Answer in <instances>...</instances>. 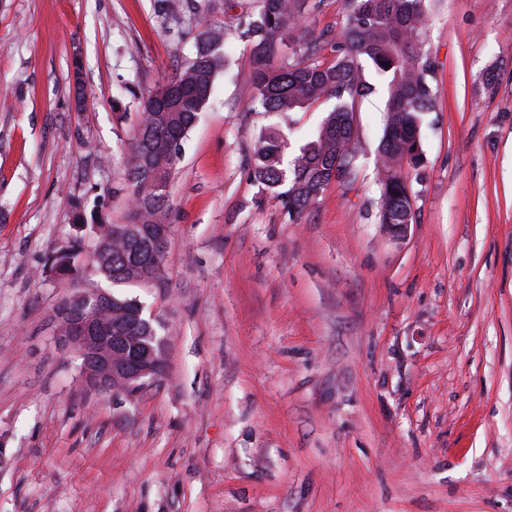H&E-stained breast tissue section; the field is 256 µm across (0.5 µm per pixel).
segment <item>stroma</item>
<instances>
[{
	"label": "stroma",
	"mask_w": 512,
	"mask_h": 512,
	"mask_svg": "<svg viewBox=\"0 0 512 512\" xmlns=\"http://www.w3.org/2000/svg\"><path fill=\"white\" fill-rule=\"evenodd\" d=\"M169 6L0 0V512H512V0H429L437 98L401 241L378 222L386 83L367 71L357 181L289 219L249 158L330 102L263 112L235 37L253 0ZM346 11L302 19L319 60ZM200 19L228 54L168 186L164 284H101L162 324L165 372L99 393L54 342L73 288L43 266L71 199L127 222L139 101Z\"/></svg>",
	"instance_id": "obj_1"
}]
</instances>
